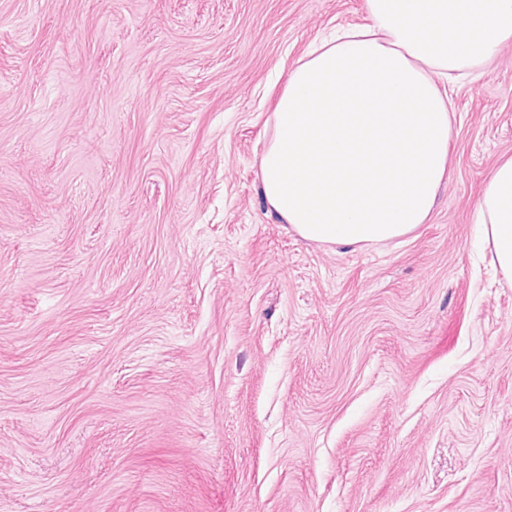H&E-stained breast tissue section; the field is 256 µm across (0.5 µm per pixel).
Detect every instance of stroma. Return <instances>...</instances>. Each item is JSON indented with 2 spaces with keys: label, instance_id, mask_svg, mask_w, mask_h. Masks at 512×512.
I'll use <instances>...</instances> for the list:
<instances>
[{
  "label": "stroma",
  "instance_id": "35a3bbf8",
  "mask_svg": "<svg viewBox=\"0 0 512 512\" xmlns=\"http://www.w3.org/2000/svg\"><path fill=\"white\" fill-rule=\"evenodd\" d=\"M364 0H0V512H512V286L473 247L512 42L425 224L303 240L266 119Z\"/></svg>",
  "mask_w": 512,
  "mask_h": 512
}]
</instances>
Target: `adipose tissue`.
<instances>
[{"instance_id": "adipose-tissue-1", "label": "adipose tissue", "mask_w": 512, "mask_h": 512, "mask_svg": "<svg viewBox=\"0 0 512 512\" xmlns=\"http://www.w3.org/2000/svg\"><path fill=\"white\" fill-rule=\"evenodd\" d=\"M368 22L299 58L260 159L269 208L302 238L340 248L424 223L448 166L453 103L438 81L512 41V0H365ZM476 240L512 285V157L484 182Z\"/></svg>"}]
</instances>
